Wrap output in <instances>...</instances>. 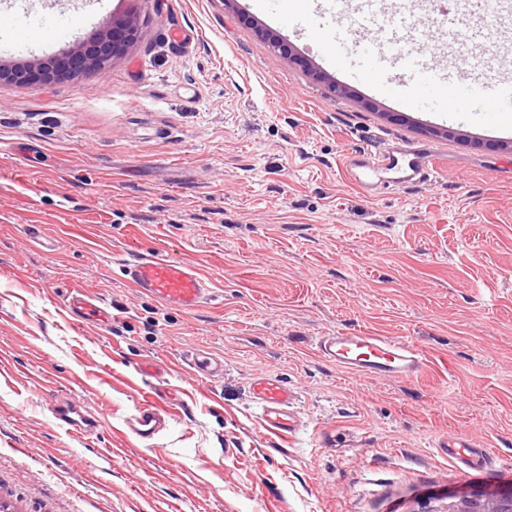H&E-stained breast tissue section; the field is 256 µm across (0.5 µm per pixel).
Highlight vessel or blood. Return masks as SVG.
Instances as JSON below:
<instances>
[{
    "label": "vessel or blood",
    "mask_w": 512,
    "mask_h": 512,
    "mask_svg": "<svg viewBox=\"0 0 512 512\" xmlns=\"http://www.w3.org/2000/svg\"><path fill=\"white\" fill-rule=\"evenodd\" d=\"M385 0H313L312 17L298 31L306 40L324 39L329 20L344 12L382 13ZM32 14L16 12L0 14V34L11 32L25 38L34 24ZM414 37L400 18H393L382 29L378 38L365 37L354 43L357 51L374 57L376 66L369 71L370 83L375 87L390 84L417 55ZM472 86L464 75L442 85L440 95L451 102L454 109L468 102ZM483 114L496 115L500 126H512V82L504 81L483 100ZM347 172L363 194L374 195L382 172H390L389 187L401 188L422 183L438 174L439 166L432 147L412 145L392 147L385 151H358L345 162ZM124 277L139 292L155 299L163 306L185 312L206 303L213 294L212 283L195 265L147 252L123 264ZM67 312L78 324L106 327L112 320L108 308L98 299L83 292H75L67 299ZM320 356L344 373L357 378H384L390 381H410L419 377L426 366V358L419 347L406 339L382 336L370 331L340 329L320 336L317 342ZM252 402L259 410L260 426L273 435L290 438L302 426L296 409L298 396L279 378L255 375L249 385ZM53 414L58 423L74 434L93 430L98 419L90 417L85 408L73 401L54 405ZM172 411L161 405L153 395L143 396L133 414L125 420L129 433L139 440L154 438L171 422ZM440 451L448 458L469 469L486 465L491 456L464 432L438 441Z\"/></svg>",
    "instance_id": "b4317fda"
}]
</instances>
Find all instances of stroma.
I'll return each instance as SVG.
<instances>
[{
    "label": "stroma",
    "mask_w": 512,
    "mask_h": 512,
    "mask_svg": "<svg viewBox=\"0 0 512 512\" xmlns=\"http://www.w3.org/2000/svg\"><path fill=\"white\" fill-rule=\"evenodd\" d=\"M304 2L0 0L76 19L56 57L101 30L95 12L137 26L104 69L0 91V512H442L512 488L437 448L464 429L512 458V133L439 119L414 69L399 109L352 47L344 76L270 21ZM455 27L487 34L469 80L512 77V12ZM403 142L434 146L438 175L362 196L344 156ZM149 246L198 265L212 299L140 294L121 266ZM74 289L110 306L107 331L71 320ZM339 328L408 339L427 367L352 377L316 349ZM200 351L223 378L189 369ZM259 373L297 391L296 437L260 427ZM143 392L177 410L147 441L124 432ZM62 396L101 416L95 434L55 421Z\"/></svg>",
    "instance_id": "35a3bbf8"
}]
</instances>
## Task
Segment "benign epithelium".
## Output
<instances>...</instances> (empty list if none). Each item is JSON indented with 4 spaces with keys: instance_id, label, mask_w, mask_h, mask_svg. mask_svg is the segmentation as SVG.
<instances>
[{
    "instance_id": "obj_1",
    "label": "benign epithelium",
    "mask_w": 512,
    "mask_h": 512,
    "mask_svg": "<svg viewBox=\"0 0 512 512\" xmlns=\"http://www.w3.org/2000/svg\"><path fill=\"white\" fill-rule=\"evenodd\" d=\"M137 28L130 19L112 20L101 33L90 41L81 42L62 58L38 61L27 69L0 63V89L27 82L34 74L44 80L74 77L105 68L112 59L134 42ZM444 512H512V490L488 497L462 495L448 503Z\"/></svg>"
}]
</instances>
